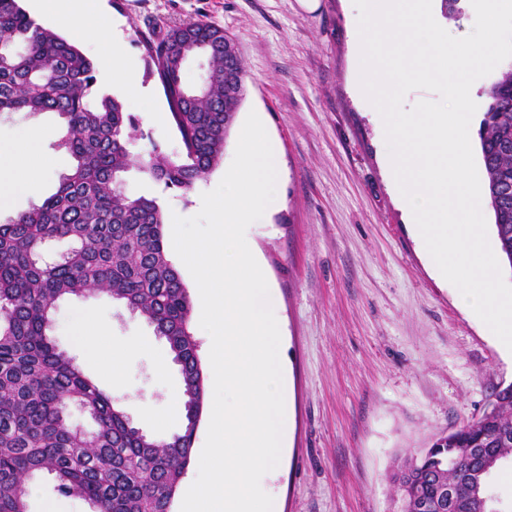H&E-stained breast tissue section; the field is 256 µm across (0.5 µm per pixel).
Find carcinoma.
Segmentation results:
<instances>
[{
    "mask_svg": "<svg viewBox=\"0 0 512 512\" xmlns=\"http://www.w3.org/2000/svg\"><path fill=\"white\" fill-rule=\"evenodd\" d=\"M181 148L133 152L137 125L118 98L99 94L92 62L42 27L19 0H0V115L54 112L66 124L55 147L75 161L41 205L0 224V512H29V485L49 476L63 497L93 512H172L193 462L204 405L193 302L165 247L157 197L129 195L135 169L186 194L216 166L243 99L245 70L233 39L207 22L175 26L146 41ZM205 61L201 82L183 79L188 60ZM478 138L501 256L512 267V69L485 91ZM66 242L53 259L48 245ZM106 293L165 338L182 377L181 426L164 440L130 425L122 406L49 337L59 301ZM94 423L72 421V408ZM512 460V386L493 394L478 418L406 460L396 480L415 497L441 484L466 488L448 512H494L488 477Z\"/></svg>",
    "mask_w": 512,
    "mask_h": 512,
    "instance_id": "carcinoma-1",
    "label": "carcinoma"
}]
</instances>
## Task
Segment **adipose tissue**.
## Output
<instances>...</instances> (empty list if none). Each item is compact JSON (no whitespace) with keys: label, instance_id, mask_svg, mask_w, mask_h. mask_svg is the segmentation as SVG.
I'll return each instance as SVG.
<instances>
[{"label":"adipose tissue","instance_id":"1","mask_svg":"<svg viewBox=\"0 0 512 512\" xmlns=\"http://www.w3.org/2000/svg\"><path fill=\"white\" fill-rule=\"evenodd\" d=\"M69 7V31L75 40L91 43L107 36L108 26L97 23L101 15L100 0H74ZM97 67L102 80L120 84L129 92L150 99V90L142 85L136 67L126 61L120 46H113L111 55L102 57ZM42 139V130L35 126L29 129L27 144L22 152H0V209L39 187L44 172L51 165L50 157L39 148Z\"/></svg>","mask_w":512,"mask_h":512}]
</instances>
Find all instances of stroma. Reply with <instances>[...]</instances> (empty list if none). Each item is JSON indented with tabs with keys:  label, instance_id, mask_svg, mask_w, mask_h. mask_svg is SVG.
<instances>
[{
	"label": "stroma",
	"instance_id": "stroma-1",
	"mask_svg": "<svg viewBox=\"0 0 512 512\" xmlns=\"http://www.w3.org/2000/svg\"><path fill=\"white\" fill-rule=\"evenodd\" d=\"M318 2L310 10L301 0H106L125 56L152 91L148 101L121 97L138 121L135 152L180 148L161 83L146 74L144 35L209 22L236 40L246 69L244 100L212 172L184 194L133 171L125 190L158 197L165 212L196 215L202 194L227 172L248 113H257L279 151L281 200L248 236L283 323L288 386L285 449L261 486L275 512H402L398 465L480 416L495 390L512 384V358L434 270L406 222L386 169L382 119L353 87V0ZM35 125L53 163L36 194L0 209V224L41 204L73 166L55 147L64 128L50 112L0 116V150L18 151ZM88 317L104 343L123 351L119 383L102 378L76 339ZM52 337L135 426L160 439L178 431L169 411L180 375L143 317L105 294L70 297L57 306ZM29 505L90 512L48 479L31 483Z\"/></svg>",
	"mask_w": 512,
	"mask_h": 512
}]
</instances>
